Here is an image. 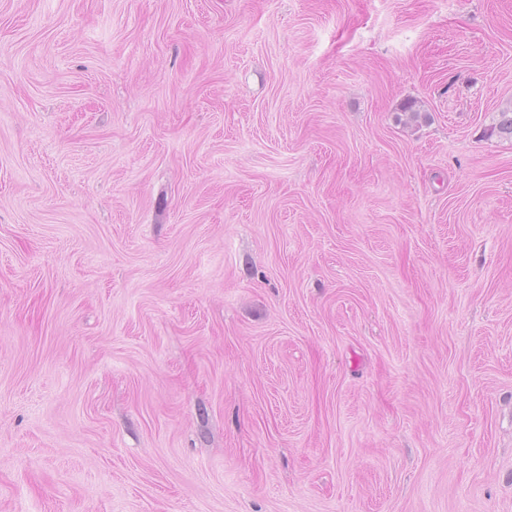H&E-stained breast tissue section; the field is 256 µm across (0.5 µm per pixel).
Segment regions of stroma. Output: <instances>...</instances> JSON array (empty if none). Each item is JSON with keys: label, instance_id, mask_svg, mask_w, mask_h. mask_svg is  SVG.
<instances>
[{"label": "stroma", "instance_id": "1", "mask_svg": "<svg viewBox=\"0 0 512 512\" xmlns=\"http://www.w3.org/2000/svg\"><path fill=\"white\" fill-rule=\"evenodd\" d=\"M511 102L512 0H0V512H512Z\"/></svg>", "mask_w": 512, "mask_h": 512}]
</instances>
